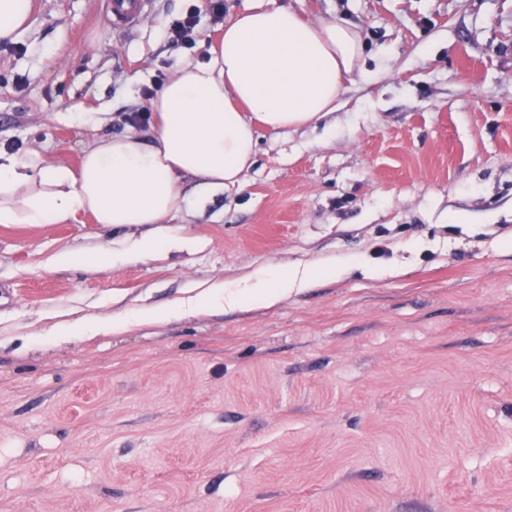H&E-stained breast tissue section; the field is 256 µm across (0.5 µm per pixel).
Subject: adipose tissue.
<instances>
[{"mask_svg":"<svg viewBox=\"0 0 512 512\" xmlns=\"http://www.w3.org/2000/svg\"><path fill=\"white\" fill-rule=\"evenodd\" d=\"M363 49L359 30L339 17L310 22L282 5L242 11L225 23L210 62L181 64L151 98L156 119L147 130L94 138L74 168L0 151V224H60L80 212L99 224L164 223L184 202L183 177H198L211 190L240 184L253 161L257 126L281 130L335 111ZM356 269L371 275L379 267L349 259L257 269L237 287L216 282L176 305L78 329L96 336L186 312L271 307ZM78 329L57 324L49 333Z\"/></svg>","mask_w":512,"mask_h":512,"instance_id":"ef3b65f1","label":"adipose tissue"}]
</instances>
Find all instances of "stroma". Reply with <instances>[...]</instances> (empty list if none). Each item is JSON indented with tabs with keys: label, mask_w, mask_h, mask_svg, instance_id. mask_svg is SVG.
Segmentation results:
<instances>
[{
	"label": "stroma",
	"mask_w": 512,
	"mask_h": 512,
	"mask_svg": "<svg viewBox=\"0 0 512 512\" xmlns=\"http://www.w3.org/2000/svg\"><path fill=\"white\" fill-rule=\"evenodd\" d=\"M276 3L360 29L363 74L334 112L257 126L241 185L185 177L167 223L0 224V512H512V0L224 14ZM33 5L0 45V149L73 166L223 35L204 14L195 48L167 42L189 0H154L126 33L103 0ZM146 234L183 246L134 259ZM64 251L77 261L55 265ZM365 257L390 273L45 335L261 267Z\"/></svg>",
	"instance_id": "stroma-1"
}]
</instances>
